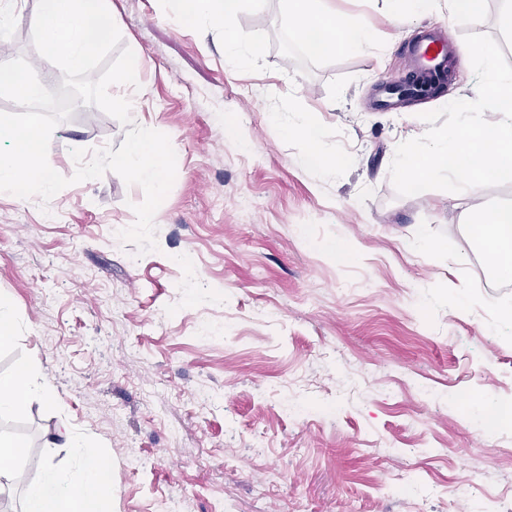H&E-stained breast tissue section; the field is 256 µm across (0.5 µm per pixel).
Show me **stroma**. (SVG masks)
<instances>
[{
	"label": "stroma",
	"mask_w": 512,
	"mask_h": 512,
	"mask_svg": "<svg viewBox=\"0 0 512 512\" xmlns=\"http://www.w3.org/2000/svg\"><path fill=\"white\" fill-rule=\"evenodd\" d=\"M335 5L392 42L311 53L284 0L194 27L176 0H112L144 60L120 95L169 137L176 178L141 256L117 233L145 193L116 173L47 202L0 193V304L15 321L0 374L33 368L47 386L0 421V438L25 447L0 479L10 500L25 502L20 476L75 468L69 435L106 461L104 512H489L512 498V427L485 424L512 402V324L496 319L512 287L486 286L463 216L512 206V184L463 200L400 196L389 177L397 145L426 131L422 113L476 98L471 62L447 94L372 104L381 78L411 74L428 30L460 49L491 35L512 64L502 5L452 21L437 0L399 29L390 0ZM36 8L17 0L0 62L34 61ZM228 31L259 57L225 60ZM290 123L318 128L335 167ZM125 132L87 105L56 126L48 157L69 177L73 149H117Z\"/></svg>",
	"instance_id": "35a3bbf8"
}]
</instances>
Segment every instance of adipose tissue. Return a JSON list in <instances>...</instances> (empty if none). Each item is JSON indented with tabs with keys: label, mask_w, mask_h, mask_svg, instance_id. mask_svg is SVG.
Segmentation results:
<instances>
[{
	"label": "adipose tissue",
	"mask_w": 512,
	"mask_h": 512,
	"mask_svg": "<svg viewBox=\"0 0 512 512\" xmlns=\"http://www.w3.org/2000/svg\"><path fill=\"white\" fill-rule=\"evenodd\" d=\"M177 19L192 26L202 17L218 16L232 21L242 10L245 0H179ZM288 16L313 40L316 51L338 45L362 51L377 40L375 32L360 18L337 15L332 0H288ZM468 223L478 226L485 239L483 251L490 269L502 280H512V208L486 207L468 212ZM44 388L31 371L0 375V418L17 411L23 396ZM82 464L68 480L61 479L53 467L29 486L24 512H100L103 501L112 494V486L103 475L99 451L89 446L78 449Z\"/></svg>",
	"instance_id": "1"
}]
</instances>
